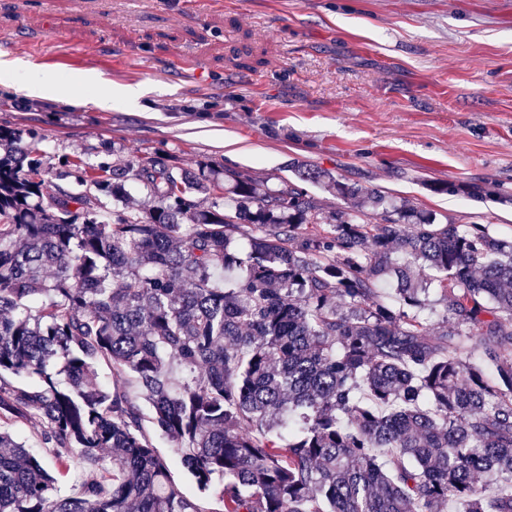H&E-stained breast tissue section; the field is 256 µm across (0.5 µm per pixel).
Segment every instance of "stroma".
<instances>
[{"mask_svg": "<svg viewBox=\"0 0 512 512\" xmlns=\"http://www.w3.org/2000/svg\"><path fill=\"white\" fill-rule=\"evenodd\" d=\"M1 60L57 78L0 71V127L35 129L64 189L79 161L262 190L300 162L512 239V0H0Z\"/></svg>", "mask_w": 512, "mask_h": 512, "instance_id": "1", "label": "stroma"}]
</instances>
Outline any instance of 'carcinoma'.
<instances>
[{
    "label": "carcinoma",
    "instance_id": "carcinoma-1",
    "mask_svg": "<svg viewBox=\"0 0 512 512\" xmlns=\"http://www.w3.org/2000/svg\"><path fill=\"white\" fill-rule=\"evenodd\" d=\"M40 140L0 128V512H512V239L299 162L360 209L226 171L228 205L157 160L136 166L157 205L109 208L129 169L78 163L96 194L54 189Z\"/></svg>",
    "mask_w": 512,
    "mask_h": 512
}]
</instances>
